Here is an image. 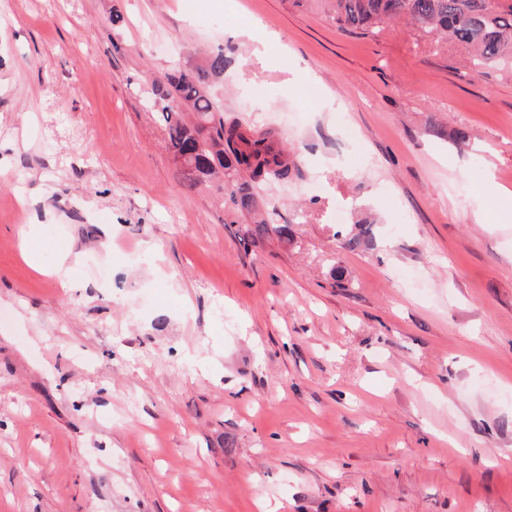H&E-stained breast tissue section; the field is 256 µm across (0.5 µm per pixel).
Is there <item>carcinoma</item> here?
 Instances as JSON below:
<instances>
[{
  "label": "carcinoma",
  "mask_w": 512,
  "mask_h": 512,
  "mask_svg": "<svg viewBox=\"0 0 512 512\" xmlns=\"http://www.w3.org/2000/svg\"><path fill=\"white\" fill-rule=\"evenodd\" d=\"M336 26L372 32L385 21L405 20L433 42L442 38L472 51L480 68L512 62V0H326ZM230 60L219 49L194 69H175L155 106L169 147L186 156L183 166L196 178L223 173L225 203L242 216L256 211V189L288 182L295 152L271 133L259 132L239 118L218 111L207 94L213 78ZM249 236L288 235V226L255 219Z\"/></svg>",
  "instance_id": "obj_1"
}]
</instances>
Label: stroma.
<instances>
[{
	"instance_id": "35a3bbf8",
	"label": "stroma",
	"mask_w": 512,
	"mask_h": 512,
	"mask_svg": "<svg viewBox=\"0 0 512 512\" xmlns=\"http://www.w3.org/2000/svg\"><path fill=\"white\" fill-rule=\"evenodd\" d=\"M217 48L288 237L167 148ZM0 512H512V67L314 0H0Z\"/></svg>"
}]
</instances>
